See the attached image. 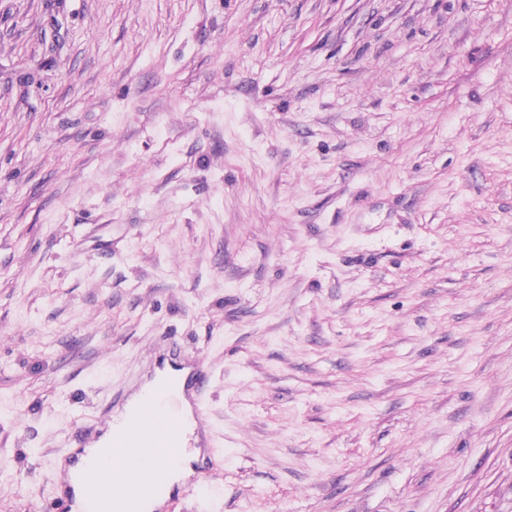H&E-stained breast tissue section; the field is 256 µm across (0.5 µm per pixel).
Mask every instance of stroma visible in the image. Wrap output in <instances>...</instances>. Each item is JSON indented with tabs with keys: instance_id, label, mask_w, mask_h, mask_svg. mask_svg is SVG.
<instances>
[{
	"instance_id": "1",
	"label": "stroma",
	"mask_w": 512,
	"mask_h": 512,
	"mask_svg": "<svg viewBox=\"0 0 512 512\" xmlns=\"http://www.w3.org/2000/svg\"><path fill=\"white\" fill-rule=\"evenodd\" d=\"M162 337L172 512H512V0H0V512ZM198 453L196 448H183L180 463L170 475L172 487L181 486L194 473L193 464L198 459Z\"/></svg>"
}]
</instances>
